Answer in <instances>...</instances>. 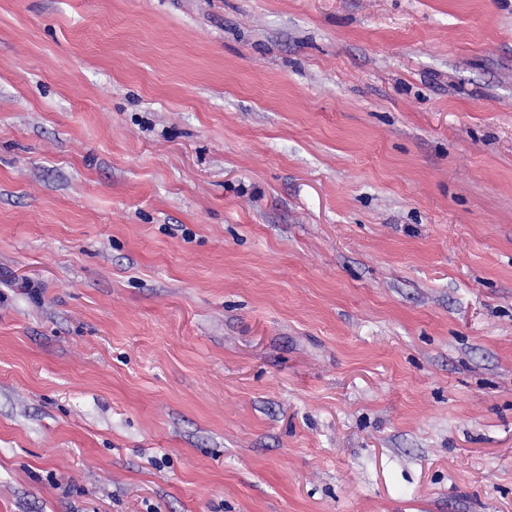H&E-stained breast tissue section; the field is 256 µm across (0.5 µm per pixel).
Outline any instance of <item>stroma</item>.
<instances>
[{"label": "stroma", "instance_id": "stroma-1", "mask_svg": "<svg viewBox=\"0 0 512 512\" xmlns=\"http://www.w3.org/2000/svg\"><path fill=\"white\" fill-rule=\"evenodd\" d=\"M0 512H512V0H0Z\"/></svg>", "mask_w": 512, "mask_h": 512}]
</instances>
